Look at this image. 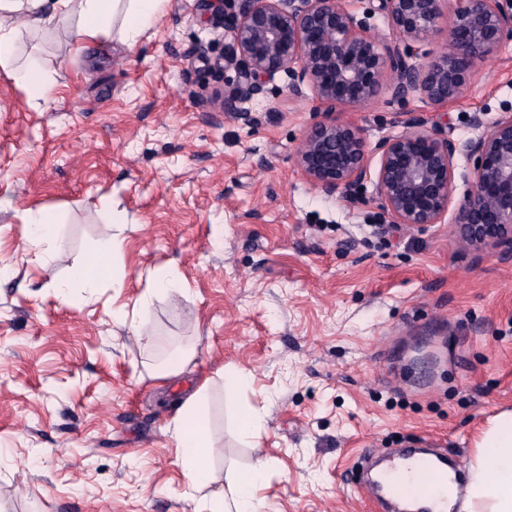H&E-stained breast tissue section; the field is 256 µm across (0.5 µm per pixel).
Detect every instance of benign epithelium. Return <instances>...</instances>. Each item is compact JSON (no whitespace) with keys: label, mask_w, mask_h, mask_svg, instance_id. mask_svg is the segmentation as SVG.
Instances as JSON below:
<instances>
[{"label":"benign epithelium","mask_w":512,"mask_h":512,"mask_svg":"<svg viewBox=\"0 0 512 512\" xmlns=\"http://www.w3.org/2000/svg\"><path fill=\"white\" fill-rule=\"evenodd\" d=\"M227 25L231 61L240 79L214 94L215 112L257 121L252 104L280 91L309 90L330 109L364 106L380 89L390 101L419 97L445 107L457 99L473 60L494 55L512 40V0H457L448 50L432 56L429 45L443 18L442 0H376L373 13L386 20L390 38L373 32L343 0H243ZM389 82H384L385 76ZM398 122L409 131L381 139L374 148L360 128L328 118L312 125L296 151L302 175L328 196L354 200L356 188L375 177V190L397 224L422 228L452 216L468 247H492L512 257V110L459 143L414 112ZM379 154L376 173L369 152ZM469 165L471 189L449 209L458 159Z\"/></svg>","instance_id":"1"}]
</instances>
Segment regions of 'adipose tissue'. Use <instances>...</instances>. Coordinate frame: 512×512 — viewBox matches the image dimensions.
<instances>
[{
  "mask_svg": "<svg viewBox=\"0 0 512 512\" xmlns=\"http://www.w3.org/2000/svg\"><path fill=\"white\" fill-rule=\"evenodd\" d=\"M166 0H0V70L11 76L31 100L46 99L51 82L35 62L16 65V38L20 28H55L74 20L76 36L86 44L96 43L110 25H118L122 39L135 44L140 33L155 24ZM122 240L107 234L105 243L91 261L72 272L62 291L80 288L94 291L110 283L121 292L125 279L113 269V256L121 251ZM175 438L181 450V465L195 492H208L209 512H259L261 489L268 462L256 457L244 468L227 473L224 485L212 489L213 471L209 464L212 444L205 408V391L197 389L184 403L175 425ZM469 483L465 492L448 487V506L453 512H512V410L505 409L489 419L474 441L468 459Z\"/></svg>",
  "mask_w": 512,
  "mask_h": 512,
  "instance_id": "adipose-tissue-1",
  "label": "adipose tissue"
}]
</instances>
